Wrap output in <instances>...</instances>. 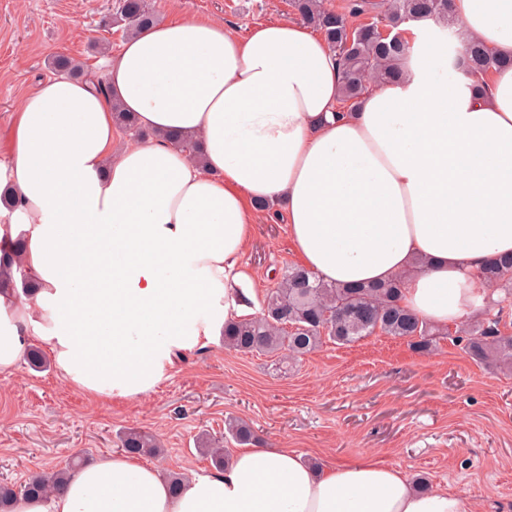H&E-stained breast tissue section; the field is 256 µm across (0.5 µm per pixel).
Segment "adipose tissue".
<instances>
[{"instance_id":"adipose-tissue-1","label":"adipose tissue","mask_w":512,"mask_h":512,"mask_svg":"<svg viewBox=\"0 0 512 512\" xmlns=\"http://www.w3.org/2000/svg\"><path fill=\"white\" fill-rule=\"evenodd\" d=\"M461 41L512 57V0H453ZM398 81L341 107L336 53L310 27L160 20L127 39L106 75L26 94L0 192L18 199L35 285L0 290V374L32 341L97 399L137 401L175 359L242 316L241 257L275 202L303 266L339 285L400 276L401 303L459 327L489 294L479 271L512 253V67L436 79L447 54L413 30ZM150 140L121 144L113 107ZM191 136L197 156L174 143ZM17 512H471L364 458L317 471L292 448H241L172 493L158 469L111 454Z\"/></svg>"}]
</instances>
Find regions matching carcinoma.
I'll use <instances>...</instances> for the list:
<instances>
[{"label": "carcinoma", "instance_id": "carcinoma-1", "mask_svg": "<svg viewBox=\"0 0 512 512\" xmlns=\"http://www.w3.org/2000/svg\"><path fill=\"white\" fill-rule=\"evenodd\" d=\"M291 6L303 22L323 34L336 51L341 74V103L360 98L368 79L391 82L400 74L399 65L410 53L407 39H396L400 27L409 22L445 21L451 0H349L347 12L327 9L320 0H291ZM118 21L126 36H131L157 21L148 0H119ZM391 31L385 38L380 28ZM504 64L483 44L474 41L462 45L456 67L468 78H477L491 67ZM24 245L19 237L0 241V289L14 287L21 281L23 292L32 289L19 263ZM480 277L491 287L512 298V256L490 262ZM403 277L384 283L343 287L326 283L301 266H289L278 287L270 290L261 311L224 324V347L240 353L271 354L280 350L302 356L316 350L323 339L347 346L380 332L394 338L408 339L414 350L428 353L436 347L439 329L418 319L402 308L399 296ZM466 353L477 363L495 361L512 363V335L498 328L490 317L472 319L461 328ZM232 437L240 443L255 441L251 429L236 420L228 422ZM121 448L128 454L157 455L160 443L145 431L128 430L120 437ZM215 467L224 468V448L208 437L198 440ZM79 464L73 463L47 474H37L20 488L0 482V512H13L21 499L40 497L63 488Z\"/></svg>", "mask_w": 512, "mask_h": 512}]
</instances>
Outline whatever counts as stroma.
<instances>
[{
  "instance_id": "35a3bbf8",
  "label": "stroma",
  "mask_w": 512,
  "mask_h": 512,
  "mask_svg": "<svg viewBox=\"0 0 512 512\" xmlns=\"http://www.w3.org/2000/svg\"><path fill=\"white\" fill-rule=\"evenodd\" d=\"M158 18L224 22L237 34L294 18L289 0H149ZM118 0H0V137L19 100L56 77L65 56L103 75L105 56L125 40L112 17ZM258 312L286 267L296 265L277 208L253 228L242 257ZM233 416L266 448H293L327 467L370 456L468 498L474 512H512V370L474 362L462 344L440 339L428 354L380 333L349 346L327 341L299 358L240 354L220 337L185 353L167 379L139 401L97 400L73 389L55 366L20 362L0 375V478L15 484L75 457L117 452L118 435L139 428L157 436L162 473L210 474L195 445L206 431L226 451Z\"/></svg>"
}]
</instances>
